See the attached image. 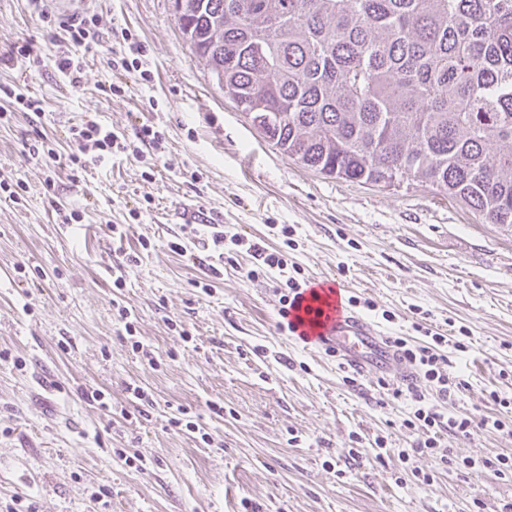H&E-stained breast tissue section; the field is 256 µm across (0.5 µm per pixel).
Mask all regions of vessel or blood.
<instances>
[{
	"instance_id": "obj_1",
	"label": "vessel or blood",
	"mask_w": 512,
	"mask_h": 512,
	"mask_svg": "<svg viewBox=\"0 0 512 512\" xmlns=\"http://www.w3.org/2000/svg\"><path fill=\"white\" fill-rule=\"evenodd\" d=\"M289 319L298 333L310 336L318 346L341 354L354 369L367 364L384 368L392 360L383 337L344 307L340 290L333 281L323 279L309 284Z\"/></svg>"
}]
</instances>
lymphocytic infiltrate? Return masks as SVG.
I'll return each instance as SVG.
<instances>
[{"label":"lymphocytic infiltrate","instance_id":"1","mask_svg":"<svg viewBox=\"0 0 512 512\" xmlns=\"http://www.w3.org/2000/svg\"><path fill=\"white\" fill-rule=\"evenodd\" d=\"M145 56L144 44L130 29L113 30V72L134 74L142 83H151L153 74L146 67ZM69 139L74 143L75 149L64 158L60 157L50 140L44 136L30 145L29 152L31 155L48 159L49 163L62 161L71 170L84 171L114 156L132 151L134 145L93 118L71 126ZM228 244L246 246L252 258L245 270L248 279L275 274L284 280L286 291L279 298L278 327L283 331L288 330L289 310L298 299L304 283L290 275L286 255L256 241L247 243L240 237L225 239L223 230L217 224L209 225L205 238L198 241L199 247L212 256L223 255L224 247ZM420 333L422 339L418 342L403 336H392L388 339L397 359L411 366L429 385L425 391L411 384L404 388L392 387L387 391L388 401L406 399L411 401L413 406L411 416L404 419L402 425L415 433L416 438L410 451L399 452L398 459L405 463L411 454H428L439 458L443 464L452 465L457 462L456 456L453 449L448 448L446 436L468 437L478 429L500 431L506 428L507 423L496 417L478 418L466 412L446 411V404L458 400L466 387V382L460 375L444 366L440 348L446 343V336L425 326L421 327Z\"/></svg>","mask_w":512,"mask_h":512}]
</instances>
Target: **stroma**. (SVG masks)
Instances as JSON below:
<instances>
[{"label": "stroma", "mask_w": 512, "mask_h": 512, "mask_svg": "<svg viewBox=\"0 0 512 512\" xmlns=\"http://www.w3.org/2000/svg\"><path fill=\"white\" fill-rule=\"evenodd\" d=\"M71 2L98 33L77 90L55 70L71 46L42 20L51 0H0V54L34 47L0 62V84L25 86L44 108L34 124L0 98L13 112L0 125V173L26 186L21 203L0 200V512L17 496L35 512H505L512 478L418 454L411 466L434 476L424 485L380 455L376 438L393 450L413 441L402 425L409 401L381 402L398 374L368 370L347 384L335 352L279 330L276 283L245 277L244 248L225 254L205 294L194 282L206 266L168 244L186 212L202 209L225 235L284 251L305 280L332 277L357 297L382 336H412L418 323L447 336L441 353L468 383L457 409L503 418L488 393L512 398V226L485 223L426 183L383 188L293 161L194 57L174 0ZM116 27L139 36L154 74L149 85L123 76L118 97L102 91L114 80ZM88 117L130 141L155 125L163 150L76 174L29 155L40 134L67 155L69 127ZM144 200L151 211L130 219ZM59 207L79 222L60 223ZM114 224L129 227L123 243ZM119 275L125 287H113ZM121 305L153 360L133 351ZM459 339L466 351L454 349ZM131 385L152 396L146 412ZM95 389L128 417L106 416L85 397ZM182 408L212 443L172 425ZM451 446L462 459L512 455V434L480 429ZM134 455L145 469L126 464Z\"/></svg>", "instance_id": "stroma-1"}]
</instances>
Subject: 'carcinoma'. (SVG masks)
Returning <instances> with one entry per match:
<instances>
[{
	"mask_svg": "<svg viewBox=\"0 0 512 512\" xmlns=\"http://www.w3.org/2000/svg\"><path fill=\"white\" fill-rule=\"evenodd\" d=\"M196 57L288 157L428 182L512 225V0H176Z\"/></svg>",
	"mask_w": 512,
	"mask_h": 512,
	"instance_id": "obj_1",
	"label": "carcinoma"
}]
</instances>
